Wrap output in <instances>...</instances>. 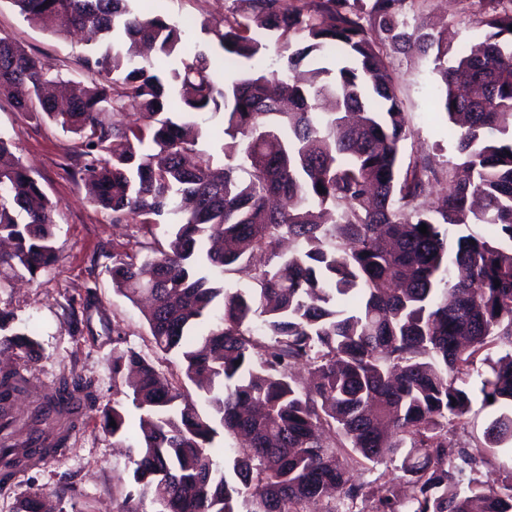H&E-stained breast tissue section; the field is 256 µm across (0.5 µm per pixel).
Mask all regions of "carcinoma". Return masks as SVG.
I'll list each match as a JSON object with an SVG mask.
<instances>
[{
  "mask_svg": "<svg viewBox=\"0 0 512 512\" xmlns=\"http://www.w3.org/2000/svg\"><path fill=\"white\" fill-rule=\"evenodd\" d=\"M234 2L210 30L220 63L131 0H9L59 36L122 32L80 58L76 79L0 37V96L79 136L90 202L146 234L169 226L164 246H113L112 288L148 300L156 352L180 368L121 348L113 327V383L139 411L131 489L115 512H309L331 490L326 512H512V473L488 490L474 477L512 442V12L479 14L484 39L449 67L448 33L409 25L405 0H371L366 13L362 0ZM387 45L432 59L437 108L456 126L446 175L400 161L410 129ZM273 49L280 71L258 66ZM329 50L334 75L318 64ZM241 60L256 66L217 79ZM220 111L222 165L198 149L204 116ZM9 154L0 137V268L34 277L58 259L53 205ZM444 180L451 189L435 192ZM461 224L496 234L448 243ZM254 252L270 260L252 286L224 287ZM496 346L510 350L494 357ZM5 351L30 360L39 343L1 309ZM475 373L484 404L502 412L472 445L460 432ZM27 384L0 368V486L64 453L95 399L92 382L61 378L17 415ZM102 427L123 438L121 402ZM224 431L246 440L218 459ZM398 458L402 501L391 479H353Z\"/></svg>",
  "mask_w": 512,
  "mask_h": 512,
  "instance_id": "1",
  "label": "carcinoma"
}]
</instances>
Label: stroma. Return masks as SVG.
I'll list each match as a JSON object with an SVG mask.
<instances>
[{"label":"stroma","instance_id":"35a3bbf8","mask_svg":"<svg viewBox=\"0 0 512 512\" xmlns=\"http://www.w3.org/2000/svg\"><path fill=\"white\" fill-rule=\"evenodd\" d=\"M233 0H163L170 22L183 29L184 40L204 44L203 23H217L230 14ZM485 0H406V14L434 23L452 39L449 58H456L483 39L474 15ZM0 37L21 44L42 61L78 74V60L89 50L77 37H62L31 25L9 0H0ZM389 65L401 78V98L412 131L402 162L424 156L431 166L447 171L456 156V141L445 113L433 105L438 76L433 63L387 51ZM0 137L11 142L14 155L28 167L54 206L55 245L59 258L32 280L0 289V308L13 312L17 325L33 333L39 357L28 367L32 386L21 394L19 411L32 409L51 393L62 377L87 380L95 386L96 403L87 411L63 454L16 475L0 488V512H15L17 502L37 494L56 512H112L130 465L124 449L115 447L100 415L118 394L112 380L113 326H120L125 344L146 356L154 350L140 310L114 292L110 268L112 247L139 239L138 225L113 226L112 214L91 204L78 173L83 159L75 134L18 112L0 101Z\"/></svg>","mask_w":512,"mask_h":512}]
</instances>
